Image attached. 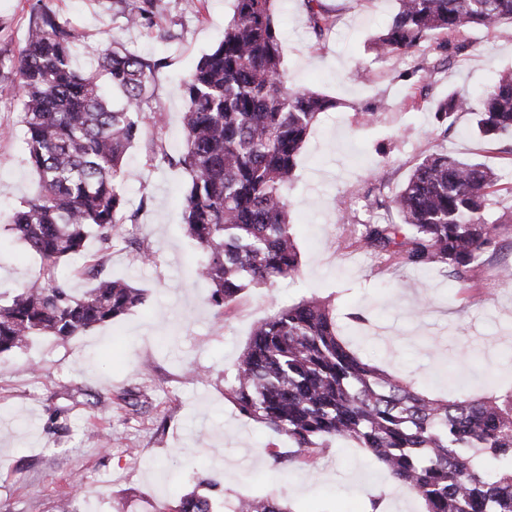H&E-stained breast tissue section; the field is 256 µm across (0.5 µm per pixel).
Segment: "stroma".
Wrapping results in <instances>:
<instances>
[{"mask_svg": "<svg viewBox=\"0 0 512 512\" xmlns=\"http://www.w3.org/2000/svg\"><path fill=\"white\" fill-rule=\"evenodd\" d=\"M183 0H160L161 28L127 26L113 0H44L68 19L80 41L73 64L89 71L95 52L115 42L148 59H164L143 106L142 134L129 149L123 191L135 223L112 241L105 275L129 280L143 306L68 341L41 337L0 355V512H56L75 495L76 512H157L199 481L222 474L216 502L280 495L294 512H422L421 500L396 486L363 449L335 443L317 462L282 465L284 437L247 419L224 388L253 326L278 307L312 296L331 298L336 320L358 354L404 370L437 397L480 393L493 379L512 382V138L487 142L470 116L449 130L434 123L436 101L457 88L483 90L512 69V29L468 33V46L433 80L418 56L377 57L373 42L395 0H328L337 23L316 38L304 0H278L284 67L293 88L336 100L306 143L287 191L300 253L297 278L247 292L216 314L210 291L191 271L200 257L182 224L189 174L177 158L186 107L180 81L224 37L232 0H205L200 13ZM26 0H0V57L27 37ZM368 82L353 80L356 64ZM20 101L0 95V291L36 280L41 261L6 225L13 208L40 192L22 144ZM440 150L497 170L506 228L475 278L485 296L468 304L444 273L398 268L378 273L365 254L338 250L343 232L336 198L346 187L359 221L387 219L366 207L377 183L394 192L424 155ZM148 237L154 261H134L136 238ZM425 312H415L420 299ZM101 396L110 408L96 407Z\"/></svg>", "mask_w": 512, "mask_h": 512, "instance_id": "stroma-1", "label": "stroma"}]
</instances>
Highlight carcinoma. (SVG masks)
<instances>
[{
    "mask_svg": "<svg viewBox=\"0 0 512 512\" xmlns=\"http://www.w3.org/2000/svg\"><path fill=\"white\" fill-rule=\"evenodd\" d=\"M29 28L0 90L21 92L23 142L41 193L21 202L8 230L42 261L40 277L0 293V354L37 336L67 341L112 322L143 302L141 289L100 277L112 237L126 223L124 158L141 132L138 108L161 59L109 44L95 72L74 68L79 41L68 20L28 0ZM131 26L158 25L157 0H119ZM224 39L182 82L185 151L177 164L191 183L184 195L186 232L203 259L195 276L224 314L247 290L295 279L299 255L285 190L320 114L336 101L291 89L283 68L277 0H233ZM320 38L336 25L326 0H304ZM512 26V0H397L375 41L381 56L425 47L432 75L465 48L447 37ZM105 76L122 96L102 91ZM461 114L494 141L512 135V73L473 95L448 93L434 120L448 131ZM499 176L477 160L432 152L390 197L371 207L398 221L349 224L339 246L364 250L381 268L438 269L470 302L471 273L495 243ZM101 256L96 284L72 294L58 279L61 260L84 253L89 238ZM238 412L285 436L291 450L276 461L312 462L333 441L363 448L392 479L415 493L424 512H512V387L482 395L434 397L401 375L361 358L341 335L331 299L311 297L278 307L252 330L224 392ZM170 512H215L211 496L192 491ZM228 512H294L276 496L239 498Z\"/></svg>",
    "mask_w": 512,
    "mask_h": 512,
    "instance_id": "cac0c4a2",
    "label": "carcinoma"
}]
</instances>
